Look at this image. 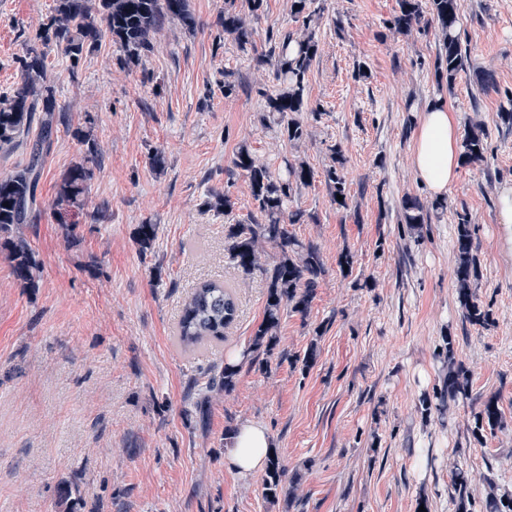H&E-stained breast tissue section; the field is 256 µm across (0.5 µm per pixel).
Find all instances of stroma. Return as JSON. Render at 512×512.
Returning <instances> with one entry per match:
<instances>
[{
    "label": "stroma",
    "mask_w": 512,
    "mask_h": 512,
    "mask_svg": "<svg viewBox=\"0 0 512 512\" xmlns=\"http://www.w3.org/2000/svg\"><path fill=\"white\" fill-rule=\"evenodd\" d=\"M197 27L167 21L152 52L124 60L112 38L78 65L48 49V77L69 119L47 151L37 209L23 233L40 263L22 287L0 251V512H279L262 478L224 466V432L254 421L272 435L298 478L289 512H455L454 469L475 498L488 481L512 487V247L497 207L512 185V129L499 108L512 91V0H459L469 61L452 87L436 89L433 29L401 36L388 22L398 0H325L321 49L301 117L308 134L289 149L259 124L258 68L268 34L293 29L284 0H267L256 48L243 51L219 26L224 0H192ZM54 0H0V95L18 60L53 15ZM364 62L369 79L355 78ZM238 84L224 94V74ZM491 72L498 92L480 93ZM444 101L459 133L481 125L487 151L461 164L421 233L400 224L402 202L431 203L413 143L430 102ZM320 119H313V112ZM92 117L96 157L74 131ZM269 162L292 151L314 171L295 206L313 216L290 225L320 250L326 273L307 316L285 311L279 341L241 369L234 390L210 389L228 354L261 321L265 283L227 262L224 226L255 210L233 165L240 144ZM345 159L348 208L323 178L330 146ZM166 159L163 172L150 165ZM92 158L95 179L77 224L61 223L57 185ZM228 193L231 215L206 209ZM468 214L487 325L462 319L454 268L456 224ZM158 225L140 253L134 231ZM353 259L342 272L341 254ZM238 283L239 315L224 342L184 352L174 339L182 306L203 280ZM469 369L472 397L423 417L420 400L440 386L444 335ZM317 343L310 368L301 359ZM497 396L504 428L471 434L480 399ZM78 488L64 498L65 486Z\"/></svg>",
    "instance_id": "35a3bbf8"
}]
</instances>
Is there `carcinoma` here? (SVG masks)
Masks as SVG:
<instances>
[{"label": "carcinoma", "instance_id": "cac0c4a2", "mask_svg": "<svg viewBox=\"0 0 512 512\" xmlns=\"http://www.w3.org/2000/svg\"><path fill=\"white\" fill-rule=\"evenodd\" d=\"M56 15L36 35L19 60V78L12 92L0 97V150L19 145L20 138L37 129V140L29 162L0 177V249L7 250L15 279L25 288L37 287L40 264L28 242L17 235L18 226L33 218L39 161L43 150L50 146L59 124L64 122V108L58 103L55 87L47 77V48L53 46L76 65L84 54L97 48L107 34L117 41L125 60L139 61L154 48L153 38L165 21L177 20L189 30L197 21L190 0H55ZM266 0H225L224 15L219 24L224 35L246 50L255 48V20L265 11ZM399 10L390 21L397 34L408 36L422 25L434 29L439 52L434 68L438 89L452 85L458 73L468 63L467 44L462 39L458 0H430V17H425L421 0H398ZM101 15L104 26L92 19V12ZM288 11L302 26L270 39L269 50L256 57L260 66H272L273 90L262 93L264 103L259 122L262 128L276 134L283 142L296 146L306 135L301 119L307 97V77L319 55L317 24L324 11L323 0H288ZM485 133L471 128L463 141L462 159L473 163L484 159ZM329 164L323 169L332 200L346 209L348 193L344 175V158L339 147L330 149ZM277 169L261 159L250 145H239L233 164L248 179L250 193L257 213L245 220L224 225V251L234 269L248 276L255 271L265 281L266 300L261 322L254 329L249 344L237 361L224 363L217 386L231 392L242 364L259 353L271 352L278 341L282 314L289 308L305 317L309 313L315 289L325 266L319 249L311 242L304 243L288 230L290 224H306L313 216L292 206L295 189L306 186L314 178L308 163L283 153L277 158ZM94 179L89 160L73 164L62 176L55 206L64 212L80 209ZM343 200H337V196ZM210 209L232 213L234 202L227 194L214 193L205 201ZM447 207L445 202L425 205L407 198L402 203L403 223L414 231L430 221V212ZM158 234V225L139 224L135 241L141 252L150 251ZM272 245L276 252L263 264V247ZM457 296L463 320L482 326L489 312L478 302L473 285L479 278L476 257L473 256V235L468 217L463 215L456 224ZM239 310L237 286L234 283L208 280L194 288L185 300L176 327V340L183 351L193 352L224 340L237 320ZM446 368L442 385L420 403L421 414L431 415L446 403L465 401L471 396V375L457 357L455 340L443 337L438 353ZM472 434L481 440L485 429L505 427L496 397L485 399L473 415ZM451 498L456 512H512V490L495 482L488 484L484 500L476 504L469 491V480L458 471L451 485ZM265 499L283 512L295 498L294 486L287 479V467L279 456L269 454L263 479Z\"/></svg>", "mask_w": 512, "mask_h": 512}]
</instances>
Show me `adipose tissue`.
I'll return each instance as SVG.
<instances>
[{
	"instance_id": "obj_1",
	"label": "adipose tissue",
	"mask_w": 512,
	"mask_h": 512,
	"mask_svg": "<svg viewBox=\"0 0 512 512\" xmlns=\"http://www.w3.org/2000/svg\"><path fill=\"white\" fill-rule=\"evenodd\" d=\"M459 161L458 125L453 113L441 105L429 108L414 148L420 178L433 193L443 194L457 177ZM271 446V435L262 424L242 423L224 450V464L239 477H253L264 469Z\"/></svg>"
}]
</instances>
